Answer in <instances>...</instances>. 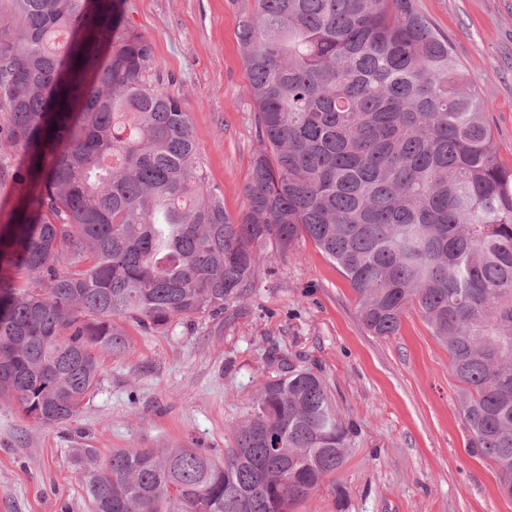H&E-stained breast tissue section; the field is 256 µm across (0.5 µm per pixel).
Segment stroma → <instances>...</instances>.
<instances>
[{"label":"stroma","instance_id":"obj_1","mask_svg":"<svg viewBox=\"0 0 512 512\" xmlns=\"http://www.w3.org/2000/svg\"><path fill=\"white\" fill-rule=\"evenodd\" d=\"M253 0H117L153 43L146 78L190 113L197 161L230 215L260 147L238 29ZM488 101L500 163L512 169V0H417ZM252 293L224 318L167 332L123 322L100 353L101 383L72 421L38 428L0 405V512H92L78 449L200 448L223 460L253 397L287 366L324 379L352 450L294 512H512L492 464L470 455L447 350L417 311L397 335H371L341 271L311 241L267 253Z\"/></svg>","mask_w":512,"mask_h":512}]
</instances>
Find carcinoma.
Returning <instances> with one entry per match:
<instances>
[{"label":"carcinoma","mask_w":512,"mask_h":512,"mask_svg":"<svg viewBox=\"0 0 512 512\" xmlns=\"http://www.w3.org/2000/svg\"><path fill=\"white\" fill-rule=\"evenodd\" d=\"M261 144L236 217L189 112L147 81L114 0H0V174L35 185L0 223V402L72 420L131 319H217L265 252L309 239L374 336L414 309L448 350L467 448L512 491V170L488 102L416 0H254L239 25ZM23 152L25 170L12 168ZM351 447L324 380L265 382L217 461L119 449L77 463L93 512H291Z\"/></svg>","instance_id":"carcinoma-1"}]
</instances>
